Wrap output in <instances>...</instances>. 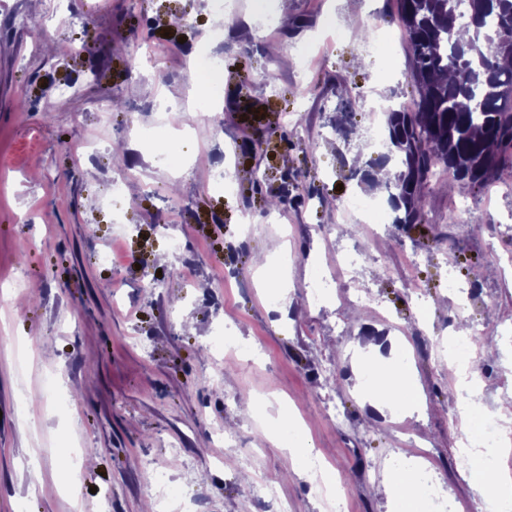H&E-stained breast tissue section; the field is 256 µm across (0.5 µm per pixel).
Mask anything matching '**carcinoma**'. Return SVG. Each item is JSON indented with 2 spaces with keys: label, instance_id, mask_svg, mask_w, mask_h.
Listing matches in <instances>:
<instances>
[{
  "label": "carcinoma",
  "instance_id": "obj_1",
  "mask_svg": "<svg viewBox=\"0 0 512 512\" xmlns=\"http://www.w3.org/2000/svg\"><path fill=\"white\" fill-rule=\"evenodd\" d=\"M412 102L387 113L392 223L419 224L432 184L482 188L512 167V0H398Z\"/></svg>",
  "mask_w": 512,
  "mask_h": 512
}]
</instances>
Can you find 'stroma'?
<instances>
[{"label": "stroma", "instance_id": "1", "mask_svg": "<svg viewBox=\"0 0 512 512\" xmlns=\"http://www.w3.org/2000/svg\"><path fill=\"white\" fill-rule=\"evenodd\" d=\"M395 16V0H291L285 15L236 0L218 27L208 0H0V279L25 297L0 298V512H140L153 476L184 512H267L266 483L288 512H329L315 477L242 411L250 397L304 423L342 512H395L385 475L419 465L450 512H487L458 458L475 425L445 350L466 321L472 400L497 413L512 388V171L480 190L433 185L411 228L339 209L388 199L350 157L387 135L372 100L410 104L407 44L385 54L349 32L397 28ZM307 44L319 54L302 70ZM194 52L222 66L218 137L206 124L173 137L160 105L204 101ZM347 107L352 140L330 124ZM171 149L176 170L157 159ZM223 168L229 193L212 182ZM283 254L285 316L253 264ZM329 275L333 292L310 303ZM375 331L417 376L418 407L393 418L352 372ZM228 336L254 359L218 360ZM73 448L95 458L76 479Z\"/></svg>", "mask_w": 512, "mask_h": 512}]
</instances>
